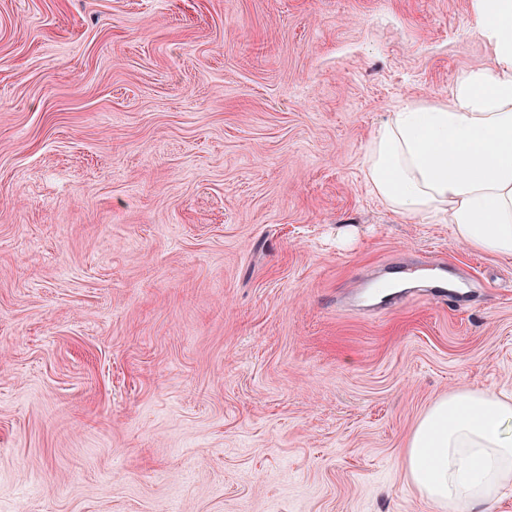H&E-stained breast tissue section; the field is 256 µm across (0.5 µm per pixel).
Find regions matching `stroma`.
<instances>
[{
	"label": "stroma",
	"instance_id": "stroma-1",
	"mask_svg": "<svg viewBox=\"0 0 512 512\" xmlns=\"http://www.w3.org/2000/svg\"><path fill=\"white\" fill-rule=\"evenodd\" d=\"M491 63L470 0H0V512H434L399 451L512 393V258L363 161ZM432 256L470 302L339 305Z\"/></svg>",
	"mask_w": 512,
	"mask_h": 512
}]
</instances>
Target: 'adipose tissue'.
<instances>
[{
    "mask_svg": "<svg viewBox=\"0 0 512 512\" xmlns=\"http://www.w3.org/2000/svg\"><path fill=\"white\" fill-rule=\"evenodd\" d=\"M493 64L447 102L405 104L374 131L363 172L395 213L447 217L471 250L512 257V0H471ZM407 488L438 512H492L512 494V394L463 387L435 401L400 451Z\"/></svg>",
    "mask_w": 512,
    "mask_h": 512,
    "instance_id": "obj_1",
    "label": "adipose tissue"
}]
</instances>
